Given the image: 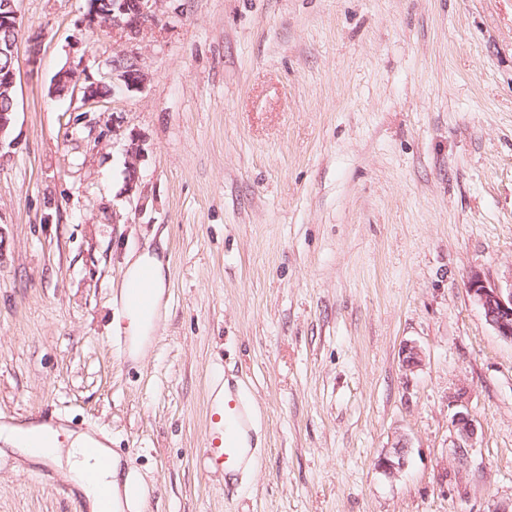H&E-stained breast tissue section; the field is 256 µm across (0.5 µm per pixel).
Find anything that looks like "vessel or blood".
Segmentation results:
<instances>
[{"instance_id":"obj_1","label":"vessel or blood","mask_w":512,"mask_h":512,"mask_svg":"<svg viewBox=\"0 0 512 512\" xmlns=\"http://www.w3.org/2000/svg\"><path fill=\"white\" fill-rule=\"evenodd\" d=\"M208 424L203 455L208 471L237 472L255 460L250 434L253 415L240 390L225 389L220 400L208 404Z\"/></svg>"}]
</instances>
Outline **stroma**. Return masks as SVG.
<instances>
[{"mask_svg":"<svg viewBox=\"0 0 512 512\" xmlns=\"http://www.w3.org/2000/svg\"><path fill=\"white\" fill-rule=\"evenodd\" d=\"M17 8L0 424L105 434L144 512L512 503V343L466 289L474 270L512 275V0H172L135 45L145 88L93 107L49 93L64 66L96 79L117 52L86 0ZM147 251L165 313L134 362L114 295ZM220 377L256 415L258 462L231 479L202 458ZM461 403L478 428L463 465ZM400 435L392 480L376 461ZM0 512L86 510L52 464L5 450ZM452 448H454L457 463L463 465L467 459L469 448H474L477 438V426L471 411L463 405V410L457 411L451 421Z\"/></svg>","mask_w":512,"mask_h":512,"instance_id":"35a3bbf8","label":"stroma"}]
</instances>
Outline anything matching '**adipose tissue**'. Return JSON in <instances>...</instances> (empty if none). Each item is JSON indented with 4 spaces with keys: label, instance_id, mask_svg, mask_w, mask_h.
<instances>
[{
    "label": "adipose tissue",
    "instance_id": "obj_1",
    "mask_svg": "<svg viewBox=\"0 0 512 512\" xmlns=\"http://www.w3.org/2000/svg\"><path fill=\"white\" fill-rule=\"evenodd\" d=\"M147 276L155 300L149 312H140L128 290H121L120 301L126 312L134 334L129 356L138 360L150 345V338L161 320L165 291V266L162 258L143 254L129 263L127 280ZM65 438V446L52 447V440ZM0 446L18 452L28 460L37 462L45 459L54 461L64 479L73 483L82 494L87 512H100L102 505H109L111 512H126L131 501L121 460L111 457L108 468L101 470L95 479H86L85 473L92 466L86 456L87 447H96L98 453H107L105 440L89 432H75L62 425L31 422L26 425L0 426Z\"/></svg>",
    "mask_w": 512,
    "mask_h": 512
}]
</instances>
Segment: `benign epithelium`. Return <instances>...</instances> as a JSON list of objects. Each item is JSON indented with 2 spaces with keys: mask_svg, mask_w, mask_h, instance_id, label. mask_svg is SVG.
Returning a JSON list of instances; mask_svg holds the SVG:
<instances>
[{
  "mask_svg": "<svg viewBox=\"0 0 512 512\" xmlns=\"http://www.w3.org/2000/svg\"><path fill=\"white\" fill-rule=\"evenodd\" d=\"M173 0H87L84 22L93 31L102 30L112 34L116 43L124 45L115 58L108 63V72L99 81L84 80L76 67H65L55 76L51 94L64 97L79 92L87 105H96L102 99L101 92L110 85L116 90H139L146 86L149 74L138 52L126 46L138 39L148 28L157 25L161 14L167 12V4ZM21 30L15 0H0V32L13 33ZM18 70L14 64L0 65V99L8 105L0 108V150L4 138L14 121L16 112L15 92ZM467 291L480 307L485 322L502 339L512 343V279L503 286L479 271L467 278ZM402 368L413 372L422 366L424 357L414 343L401 348ZM452 448L455 459L462 465L468 449L474 447L477 426L471 411H457L451 421ZM409 442L399 436L377 460V467L388 477L396 478L404 469L409 452Z\"/></svg>",
  "mask_w": 512,
  "mask_h": 512,
  "instance_id": "benign-epithelium-1",
  "label": "benign epithelium"
}]
</instances>
